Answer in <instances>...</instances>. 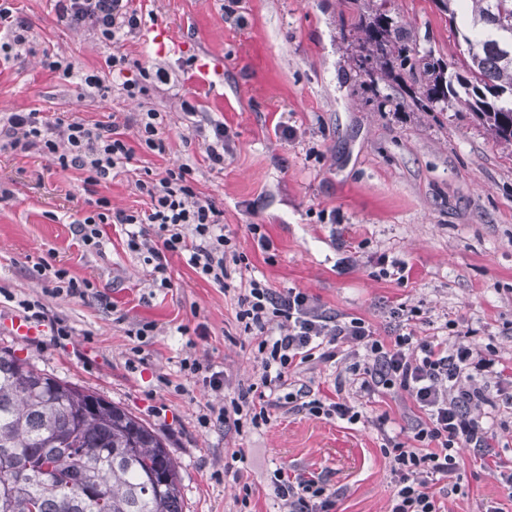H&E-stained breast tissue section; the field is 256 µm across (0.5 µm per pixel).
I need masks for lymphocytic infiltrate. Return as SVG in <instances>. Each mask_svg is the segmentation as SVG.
<instances>
[{
	"label": "lymphocytic infiltrate",
	"instance_id": "lymphocytic-infiltrate-1",
	"mask_svg": "<svg viewBox=\"0 0 512 512\" xmlns=\"http://www.w3.org/2000/svg\"><path fill=\"white\" fill-rule=\"evenodd\" d=\"M56 6L70 26L96 31L104 48V66L86 69L49 55L44 67L77 79L88 93H105L106 75H120L126 69L127 58L119 45L139 27L141 12L132 8L131 0H57ZM132 126L138 133L135 148L125 137ZM167 147L164 117L154 109L93 124L31 109L9 113L0 123V150L50 154L61 167L85 171L88 208L73 226L86 250H101L105 225L125 224L128 248L144 254L157 287L170 286V259L176 255L186 257L201 278L223 285L229 265L244 264L246 257L232 247L223 210L213 198L197 192L190 165L166 169L159 178L136 180V190L149 205L142 212L112 209L109 199L98 192L114 171L133 160L136 149L161 156ZM390 314L393 334L384 339L364 318L328 313L306 292L278 291L252 276L238 291L235 319L254 347L261 368L257 382L227 402L222 397L224 374L209 361L190 357L181 367L212 394L204 423L237 430L267 424L270 408L284 399L309 415L356 424L366 418L365 408L376 395L404 392L420 415L399 434L385 436L381 446L393 475L387 512H445L434 483L447 480L449 494H459L463 446L471 448L474 459L496 461L505 499L486 501L482 512H512V457H500L492 444L502 413L512 409V377H506L497 349L468 345L473 329L462 318L446 320L422 336L416 330L415 309L400 303ZM340 355L351 363L335 387L351 388L358 404L316 397L305 386L288 388L295 370ZM271 486L284 512H333L336 505L335 492L316 476L291 478L278 468Z\"/></svg>",
	"mask_w": 512,
	"mask_h": 512
}]
</instances>
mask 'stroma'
Wrapping results in <instances>:
<instances>
[{"instance_id": "1", "label": "stroma", "mask_w": 512, "mask_h": 512, "mask_svg": "<svg viewBox=\"0 0 512 512\" xmlns=\"http://www.w3.org/2000/svg\"><path fill=\"white\" fill-rule=\"evenodd\" d=\"M145 14L119 49L124 76L153 72L146 96L120 86L106 96L83 92L41 65L44 54L101 67L103 48L87 27L60 22L55 0H9L24 19L32 52L0 66V115L25 109L89 123L149 108L166 115L169 152L137 153L102 195L112 208L142 211L134 184L145 171L192 164L199 191L215 199L247 255L252 274L270 287L298 288L328 310L370 321L390 336V309L399 302L428 323L466 317L482 348L493 344L512 364V150L493 141L468 112H420L400 105L392 79L377 91L357 67L354 24L368 0H134ZM384 10L417 38L420 50L447 60L467 46L432 0H385ZM161 25L166 49L143 32ZM389 96L377 111L375 95ZM197 107L189 117L182 101ZM224 123L230 139L223 166H210L193 126ZM84 171L61 168L51 156L0 151V324L22 315L20 300H40L69 337L43 328L19 340L0 327V348L15 350L51 377L125 407L160 435L178 464L184 512H240L251 484L252 512H281L270 473L321 477L338 491L335 512H387L393 477L374 420L404 426L419 411L402 393H385L365 423L316 418L283 404L257 430L205 425L211 398L180 364L210 360L225 377L226 397L256 381L260 366L235 320L239 273L231 290L199 277L182 258L171 260V285L154 287L143 255L131 252L120 226L105 228L101 251L79 246L71 223L86 210ZM262 225L259 250L247 232ZM48 261L94 282L98 297L46 292L32 276ZM411 266L409 281L380 274L381 261ZM155 323L137 342L130 329ZM244 451L241 481L224 473ZM461 485L448 512H479L502 498L494 469L479 467L468 448Z\"/></svg>"}]
</instances>
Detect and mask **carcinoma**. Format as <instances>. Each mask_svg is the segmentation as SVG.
Segmentation results:
<instances>
[{"label": "carcinoma", "instance_id": "obj_1", "mask_svg": "<svg viewBox=\"0 0 512 512\" xmlns=\"http://www.w3.org/2000/svg\"><path fill=\"white\" fill-rule=\"evenodd\" d=\"M468 55L421 52L381 8L359 16V67L369 84L408 72L423 112H472L512 147V0H470ZM0 512H183L164 439L127 409L48 376L0 349Z\"/></svg>", "mask_w": 512, "mask_h": 512}]
</instances>
